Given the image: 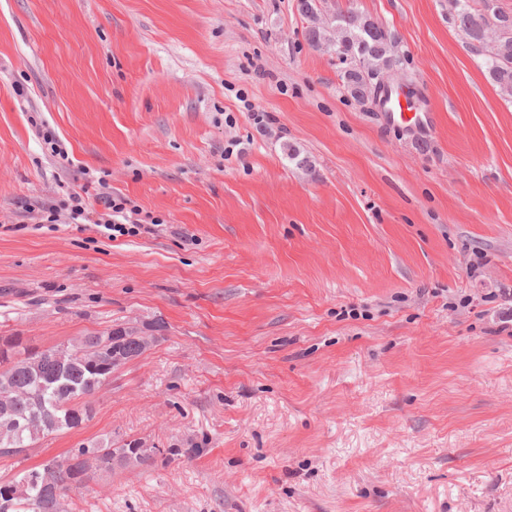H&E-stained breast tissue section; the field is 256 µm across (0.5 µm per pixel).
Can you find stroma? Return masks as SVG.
I'll return each instance as SVG.
<instances>
[{
  "label": "stroma",
  "instance_id": "obj_1",
  "mask_svg": "<svg viewBox=\"0 0 512 512\" xmlns=\"http://www.w3.org/2000/svg\"><path fill=\"white\" fill-rule=\"evenodd\" d=\"M336 6L428 123L295 0H0V336L166 324L0 478L109 439L156 454L68 512H512V96L448 0ZM98 178L151 232L41 222ZM307 0H298V8L301 7L305 17L308 19L307 30L312 36L320 34V32L327 28L334 20L332 28L336 24V33L331 31L329 36L334 40V47L336 48L337 58L339 60V79L343 88L350 95L351 98L361 100L367 95L372 93V87L369 85L363 76L352 66L356 57L371 52L374 56V66L380 71L385 69H403V62L397 58L390 48L384 47L379 37L370 35L367 32L361 31L357 25V20L360 12L353 8L346 10H327L328 3L334 2L329 0L316 1L319 8H308L304 6ZM322 2V5L320 3ZM396 70H387L380 74L375 84V102L378 98L376 93L379 88L391 84H403L404 77L401 72Z\"/></svg>",
  "mask_w": 512,
  "mask_h": 512
}]
</instances>
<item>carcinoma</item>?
<instances>
[{
    "mask_svg": "<svg viewBox=\"0 0 512 512\" xmlns=\"http://www.w3.org/2000/svg\"><path fill=\"white\" fill-rule=\"evenodd\" d=\"M450 15L472 50H478L484 24L483 0H448ZM353 8L336 11L334 40L339 79L351 98L361 100L372 87L353 67L370 52L379 70L402 69L403 62L380 38L357 25ZM487 73L501 90L512 94V36L500 40L499 58L485 57ZM159 337L146 338L136 326L115 327L78 336L39 350L20 336L0 337V394L19 397L0 405V457L24 454L42 438L77 429L92 417L89 398L112 377V371L142 356ZM155 449L139 443L112 447L109 440H91L8 480H0V512H63L67 492L86 484L95 470L112 464L143 465Z\"/></svg>",
    "mask_w": 512,
    "mask_h": 512,
    "instance_id": "obj_1",
    "label": "carcinoma"
}]
</instances>
